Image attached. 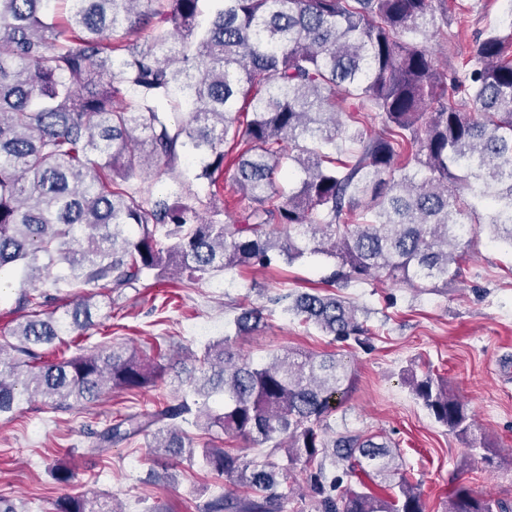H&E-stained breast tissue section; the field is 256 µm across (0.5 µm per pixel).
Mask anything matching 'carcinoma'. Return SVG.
I'll return each mask as SVG.
<instances>
[{"mask_svg": "<svg viewBox=\"0 0 512 512\" xmlns=\"http://www.w3.org/2000/svg\"><path fill=\"white\" fill-rule=\"evenodd\" d=\"M0 0V271L19 283L23 321L0 341V417L45 399L56 411L112 391L156 386L171 367L127 347L94 346L62 361L45 351L92 325L94 298L120 297L148 276L189 279L240 267L291 265L306 252L335 260L327 281L399 284L418 293L462 275L477 208L512 250V35L488 29L470 65L448 80L428 47L445 4L433 0ZM455 92L448 93V84ZM358 100L343 126L336 102ZM183 119H172L175 111ZM186 152L213 179L234 153L238 217L211 194L182 202L130 183ZM298 179L278 190L283 164ZM53 288L103 289L58 312ZM282 313L326 336L363 343L359 308L341 295L283 293ZM262 318L237 315L187 370L190 394L128 412L92 432L91 454L138 436L156 455L188 456L233 490L203 512H283L288 470L194 445L192 426L220 432L308 476L314 512H424L396 446L328 434L353 384L334 354L290 349L255 364L234 351ZM436 422L467 438L475 422L440 375L413 379ZM224 396L214 410L209 400ZM340 468L357 487L340 489ZM54 480L75 469L58 463ZM380 477L391 493L371 492ZM55 512H118L107 498L65 496ZM446 512H512L461 485Z\"/></svg>", "mask_w": 512, "mask_h": 512, "instance_id": "1", "label": "carcinoma"}]
</instances>
